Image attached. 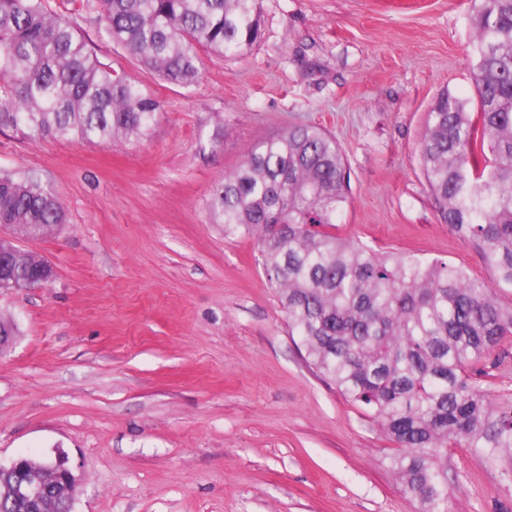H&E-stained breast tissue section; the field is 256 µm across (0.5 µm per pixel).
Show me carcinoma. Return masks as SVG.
<instances>
[{"label": "carcinoma", "instance_id": "cac0c4a2", "mask_svg": "<svg viewBox=\"0 0 512 512\" xmlns=\"http://www.w3.org/2000/svg\"><path fill=\"white\" fill-rule=\"evenodd\" d=\"M262 0H0V128L88 143L147 138L162 103L135 77L99 61L72 14L94 15L141 68L188 88L199 53L241 57L262 37ZM468 50L476 107L435 96L418 160L445 223L493 269L488 282L446 261L383 254L329 229L349 201L336 138L295 125L259 142L208 202L224 234H254L263 269L307 362L398 445L391 465L418 512H448V449L493 462L512 455V404L476 388L503 356L512 308V0H473ZM0 223L39 239L66 223L39 181L0 173ZM273 224L283 225L275 231ZM33 252L12 254L9 288L33 286ZM16 478L0 474V512H20Z\"/></svg>", "mask_w": 512, "mask_h": 512}]
</instances>
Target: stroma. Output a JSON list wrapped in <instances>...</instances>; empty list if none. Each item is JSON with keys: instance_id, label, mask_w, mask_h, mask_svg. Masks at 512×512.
I'll use <instances>...</instances> for the list:
<instances>
[{"instance_id": "35a3bbf8", "label": "stroma", "mask_w": 512, "mask_h": 512, "mask_svg": "<svg viewBox=\"0 0 512 512\" xmlns=\"http://www.w3.org/2000/svg\"><path fill=\"white\" fill-rule=\"evenodd\" d=\"M244 56L202 53L181 88L79 22L98 59L163 110L140 142L21 138L0 172L37 178L67 224L15 244L47 285L0 290V460L68 455L73 512H416L395 445L305 359L256 237L213 223L214 185L261 140L325 127L350 170L336 232L378 252L493 272L445 223L417 161L432 98L474 94L470 0H262ZM448 512H512V458L448 451Z\"/></svg>"}]
</instances>
